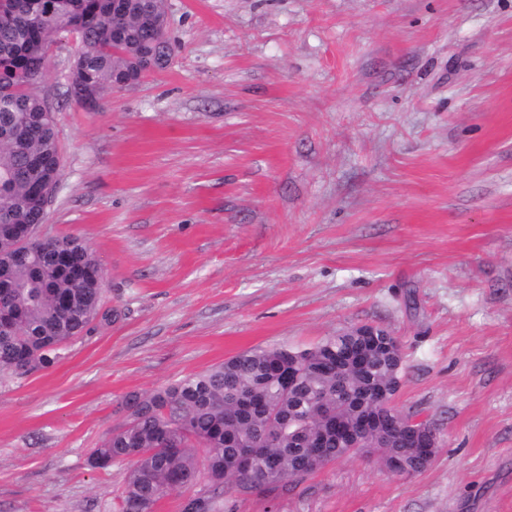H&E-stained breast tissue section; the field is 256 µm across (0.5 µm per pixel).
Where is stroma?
I'll return each mask as SVG.
<instances>
[{"mask_svg": "<svg viewBox=\"0 0 512 512\" xmlns=\"http://www.w3.org/2000/svg\"><path fill=\"white\" fill-rule=\"evenodd\" d=\"M171 64L93 111L47 56L62 171L41 233L104 271L108 322L0 371V512H117V408L255 347L370 325L413 476L352 456L224 512H512V0H167ZM395 415L392 424V437L399 440L402 436L411 438L414 446L404 445L395 448H370L377 456V462L386 470L391 472L393 461L398 457L404 464V471L399 476H412L424 471L433 461L438 452V441L435 446L437 434L430 428L420 425L423 421L418 418L408 417L400 412ZM435 447V448H434ZM417 448H430L427 456H422ZM394 467L397 472H401L402 464L395 460Z\"/></svg>", "mask_w": 512, "mask_h": 512, "instance_id": "1", "label": "stroma"}]
</instances>
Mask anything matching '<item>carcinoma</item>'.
Here are the masks:
<instances>
[{
	"label": "carcinoma",
	"mask_w": 512,
	"mask_h": 512,
	"mask_svg": "<svg viewBox=\"0 0 512 512\" xmlns=\"http://www.w3.org/2000/svg\"><path fill=\"white\" fill-rule=\"evenodd\" d=\"M31 0H0V83L8 88L22 74L46 77V49L52 34L69 27L82 33L81 83L112 91L136 81L148 69H163L174 49L160 38L159 9L148 12L142 0H56L54 13L33 17L20 27L5 22ZM45 102L22 93L0 95V127L20 128L21 147L0 142V284L16 300L13 330H0V370L28 374L52 367L63 346L88 333L100 314L104 277L93 251L75 237H35L21 241V231L41 216L33 198L46 175L59 178L62 158L55 120ZM67 262L57 260L59 250ZM82 273L76 280L74 273ZM364 325L338 332L307 348L256 347L222 363L145 393H131L120 403L122 422L90 453V458L126 467L119 512H153L166 494L206 481L207 490L190 496L183 512H223L233 494L274 490L302 481L355 450L328 435L314 450L296 443L300 431L317 432L339 418L347 424L368 422L375 437L388 429L389 410L378 405L375 391H387L402 378L404 352L394 336L370 339ZM298 362L304 373L293 388L281 372ZM353 400L336 404V391ZM251 449L253 465L237 466ZM377 462L391 470L394 459L403 475L424 471L438 448L422 456L409 445L375 448Z\"/></svg>",
	"instance_id": "obj_1"
}]
</instances>
